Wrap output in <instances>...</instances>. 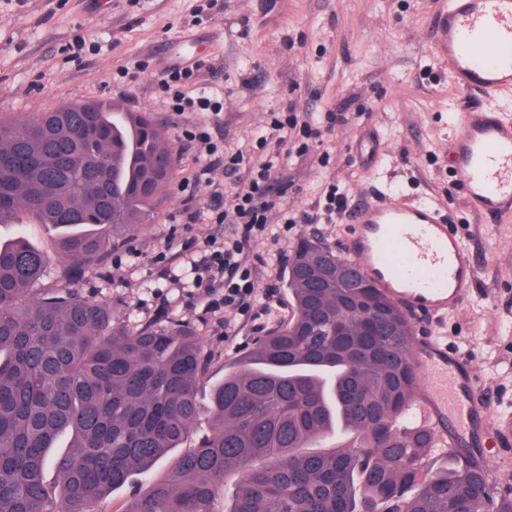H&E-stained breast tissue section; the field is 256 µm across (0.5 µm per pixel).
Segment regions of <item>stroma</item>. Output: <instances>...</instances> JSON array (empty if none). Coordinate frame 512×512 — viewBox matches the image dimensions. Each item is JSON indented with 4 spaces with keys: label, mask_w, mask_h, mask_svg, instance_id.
<instances>
[{
    "label": "stroma",
    "mask_w": 512,
    "mask_h": 512,
    "mask_svg": "<svg viewBox=\"0 0 512 512\" xmlns=\"http://www.w3.org/2000/svg\"><path fill=\"white\" fill-rule=\"evenodd\" d=\"M444 5L288 0L272 17L266 0H0V119H29L65 103L114 102L149 113L175 149L170 195L147 223L126 228L103 265L75 286L132 328L191 323L210 358L198 391L195 436L213 427L212 384L262 330L254 312L211 308L212 293L189 287V259L241 231L204 218L189 223L185 210L243 184L248 167L269 161L277 171L273 187L285 189L282 204L297 223L288 229L271 215L266 235L249 242L251 264L272 270L257 282L258 303L288 299L287 255L300 236L345 253L348 215L320 216L318 203L329 191L347 193L354 204L383 194L432 203L447 212L472 252L476 280L461 310L412 323L467 354L491 403L490 426L512 422V215L469 211L446 154L462 101L493 102L512 118V90L489 99L453 82L433 29ZM191 33L209 40L196 88L221 99L220 114H177L160 90L174 48ZM140 60L149 61L146 72L123 79L122 69ZM342 106L353 112V124L323 131L305 156L289 155L288 145L274 141L257 147L271 113L292 107L317 120ZM196 124L207 126L218 156L186 139V129ZM362 132L377 139L376 165L355 153ZM235 153L243 165L232 172L220 158ZM206 164L213 167L210 182L192 183V173ZM20 236L47 256L43 287H64L58 229L22 211L0 224L1 242ZM175 458L168 453L151 475L134 476L92 512H125L152 481L169 474Z\"/></svg>",
    "instance_id": "35a3bbf8"
}]
</instances>
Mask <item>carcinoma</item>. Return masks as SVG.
Masks as SVG:
<instances>
[{"instance_id":"carcinoma-1","label":"carcinoma","mask_w":512,"mask_h":512,"mask_svg":"<svg viewBox=\"0 0 512 512\" xmlns=\"http://www.w3.org/2000/svg\"><path fill=\"white\" fill-rule=\"evenodd\" d=\"M175 150L145 112L93 102L0 120V224L23 209L61 229V276L82 279L112 250L109 231L143 224L173 179ZM46 256L0 244V512H90L180 447L208 369L186 323L130 329L71 288H39ZM353 267L301 237L291 251L293 316L211 386L214 431L177 456L126 512H512L471 461L435 467L437 444L406 419L416 376L406 313L378 288V325L358 335ZM340 429L353 442L313 452ZM52 469L56 485L47 483Z\"/></svg>"}]
</instances>
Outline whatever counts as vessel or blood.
Masks as SVG:
<instances>
[{
  "label": "vessel or blood",
  "instance_id": "obj_1",
  "mask_svg": "<svg viewBox=\"0 0 512 512\" xmlns=\"http://www.w3.org/2000/svg\"><path fill=\"white\" fill-rule=\"evenodd\" d=\"M434 30L460 88L490 94L512 86V0H448ZM448 157L473 212H512V120L487 106L460 113ZM350 222L348 258L407 313L437 318L468 296L474 259L437 206L384 196L353 205ZM410 359L419 423L451 450L483 434L488 407L468 362L422 335Z\"/></svg>",
  "mask_w": 512,
  "mask_h": 512
}]
</instances>
